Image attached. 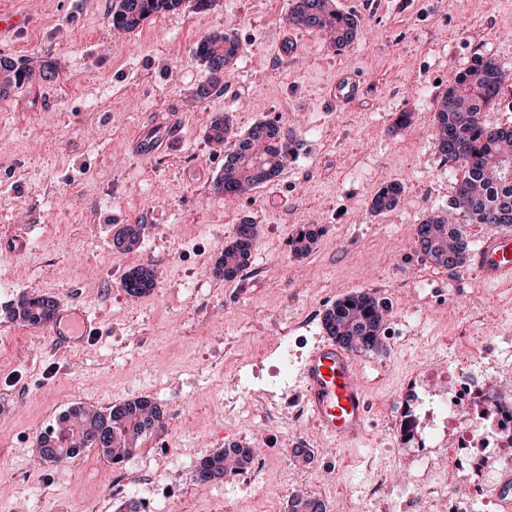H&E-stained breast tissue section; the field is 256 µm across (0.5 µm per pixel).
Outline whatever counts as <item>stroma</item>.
Masks as SVG:
<instances>
[{"label": "stroma", "mask_w": 512, "mask_h": 512, "mask_svg": "<svg viewBox=\"0 0 512 512\" xmlns=\"http://www.w3.org/2000/svg\"><path fill=\"white\" fill-rule=\"evenodd\" d=\"M113 0H0L30 26L0 56L49 64L50 81L0 98V512H122L116 465L90 448L75 464L26 455L75 405L105 409L140 397L164 417L126 465L144 471L146 512H288L314 493L326 512H347L379 476L389 483L375 512H420L403 497L425 458L455 454L468 470L474 448L452 449L456 424L436 422L423 402L453 376L476 394L486 374L512 391V288L478 283L467 268H439L420 252L415 227L444 214L456 172L432 143L438 94L480 54L512 76V0H333L356 15L359 40L337 49L327 33L295 31V0H213L154 17L139 31L112 29ZM240 43L222 91L200 98L208 72L196 53L205 36ZM365 81L341 108L321 96L338 72ZM410 125L395 127L399 112ZM165 112L180 115V139L146 160L132 151ZM243 135L276 121L295 153L278 177L235 199L212 184L232 144L211 143L216 118ZM403 187L395 210L375 214L373 196ZM30 227L12 253L13 227ZM121 224H140L137 249L115 248ZM255 224L251 261L261 276L224 280L215 263L237 225ZM317 232L295 256L302 225ZM151 265L157 284L134 296L123 285ZM354 292L385 307L384 349L356 356L372 403V427L356 446L323 438L294 409L299 369L324 336L323 316ZM79 300L102 325L81 347L57 351L13 317L24 295ZM295 342L282 355V336ZM287 374H280V364ZM417 415L422 435L403 445L392 414ZM254 444L266 461L251 493L234 482L200 484L201 458ZM311 449L309 458L292 451Z\"/></svg>", "instance_id": "obj_1"}]
</instances>
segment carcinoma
Here are the masks:
<instances>
[{
  "label": "carcinoma",
  "instance_id": "1",
  "mask_svg": "<svg viewBox=\"0 0 512 512\" xmlns=\"http://www.w3.org/2000/svg\"><path fill=\"white\" fill-rule=\"evenodd\" d=\"M184 0H118L111 11V25L117 32L132 33L159 13L179 10ZM292 25L325 31L333 45L344 49L361 34L359 19L332 9L330 0H296L290 16ZM239 41L233 34L208 36L196 46V53L206 63L208 85L198 91L203 97L224 89V72L237 56ZM55 71L48 64L38 68L0 56V96L8 95L39 77L50 79ZM503 71L490 56L480 55L458 74L448 88L436 98L434 113V147L442 159L460 166L451 207L460 221L451 223L442 215L425 219L418 225L416 238L420 251L432 264L454 269L466 262L470 248L466 228L477 225L495 228L512 225V127L492 128L481 121V113L495 109L503 92ZM229 132V119L211 123L208 138L224 144ZM294 153L292 143L281 135L278 125L270 121L255 124L235 143L224 161L222 175L213 189L237 196L277 177ZM402 192L399 183L380 188L371 202L376 214L396 207ZM143 233L141 224H122L116 228L113 243L123 251L134 249ZM316 232L302 228L292 240L295 254H307L315 242ZM257 240L253 224H239L235 240L224 248L215 274L231 279L247 265ZM156 273L147 266L131 270L124 286L133 295L149 292L155 286ZM55 301L45 295H25L13 310V317L35 326L53 314ZM382 304L366 293H352L337 300L324 315L328 335L354 353L375 352L383 347ZM163 417L149 398H137L105 410L75 406L59 416L56 425L38 438L40 456L62 460L87 448H99L110 459H125L137 453L147 435L162 427ZM251 448L222 451L203 458L196 469V479L210 482L228 476L226 460L232 458L236 470L245 469ZM289 512H325L316 497L296 494Z\"/></svg>",
  "mask_w": 512,
  "mask_h": 512
}]
</instances>
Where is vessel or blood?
I'll return each instance as SVG.
<instances>
[{"instance_id":"b4317fda","label":"vessel or blood","mask_w":512,"mask_h":512,"mask_svg":"<svg viewBox=\"0 0 512 512\" xmlns=\"http://www.w3.org/2000/svg\"><path fill=\"white\" fill-rule=\"evenodd\" d=\"M363 91L360 78L342 74L329 84L324 95L346 104ZM178 136L177 120H170L152 134L140 137L135 152L153 158L169 150ZM466 265L486 286H512V229L502 228L480 237L468 251ZM95 320L77 302L57 305L42 329L62 350L81 346L92 335ZM309 420L328 440L357 444L369 425L371 403L358 378L353 353L327 336L309 353L299 373ZM499 512H512V467L502 469L494 488Z\"/></svg>"}]
</instances>
